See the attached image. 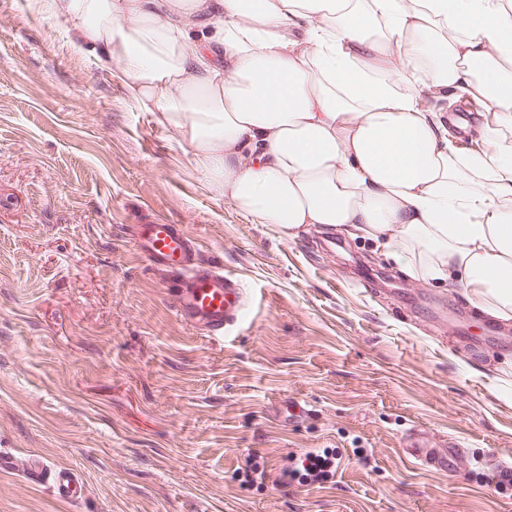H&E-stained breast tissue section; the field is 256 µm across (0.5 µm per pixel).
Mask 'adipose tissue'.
<instances>
[{"mask_svg":"<svg viewBox=\"0 0 512 512\" xmlns=\"http://www.w3.org/2000/svg\"><path fill=\"white\" fill-rule=\"evenodd\" d=\"M33 3L255 223L355 229L512 321V0ZM454 105L480 149L450 136Z\"/></svg>","mask_w":512,"mask_h":512,"instance_id":"ef3b65f1","label":"adipose tissue"}]
</instances>
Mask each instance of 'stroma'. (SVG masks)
Wrapping results in <instances>:
<instances>
[{"instance_id":"stroma-1","label":"stroma","mask_w":512,"mask_h":512,"mask_svg":"<svg viewBox=\"0 0 512 512\" xmlns=\"http://www.w3.org/2000/svg\"><path fill=\"white\" fill-rule=\"evenodd\" d=\"M149 220L223 255L240 329L180 320L126 236ZM413 429L459 441L455 475L411 462ZM310 450L335 477L283 486ZM36 453L82 498L29 482ZM0 454V512H512L489 483L512 467V323L369 238L254 223L66 24L0 0Z\"/></svg>"}]
</instances>
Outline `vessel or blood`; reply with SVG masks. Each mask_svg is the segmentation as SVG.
<instances>
[{
  "label": "vessel or blood",
  "mask_w": 512,
  "mask_h": 512,
  "mask_svg": "<svg viewBox=\"0 0 512 512\" xmlns=\"http://www.w3.org/2000/svg\"><path fill=\"white\" fill-rule=\"evenodd\" d=\"M128 239L136 252L154 271L163 273V286L177 315L191 326L211 336H221L236 326L247 305L241 283L226 275L221 262L206 256L200 240L181 224H133ZM410 459L421 466L454 473L459 450L455 441L433 448L408 432L402 442ZM31 481L52 487L57 499L78 497L80 483L70 472L54 468L43 458H35Z\"/></svg>",
  "instance_id": "obj_1"
}]
</instances>
